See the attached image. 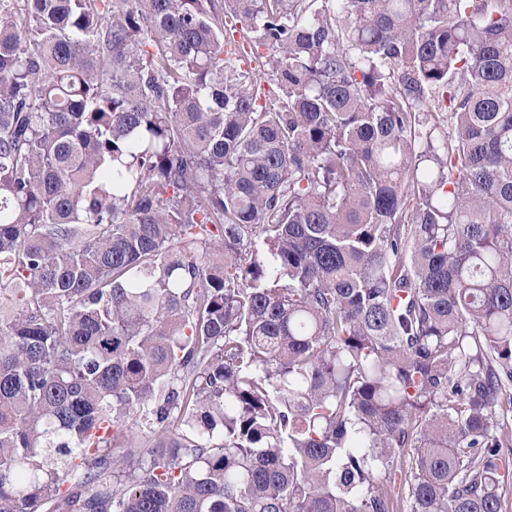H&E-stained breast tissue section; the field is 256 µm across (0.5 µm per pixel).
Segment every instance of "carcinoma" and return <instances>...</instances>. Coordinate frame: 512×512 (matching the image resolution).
<instances>
[{"instance_id": "cac0c4a2", "label": "carcinoma", "mask_w": 512, "mask_h": 512, "mask_svg": "<svg viewBox=\"0 0 512 512\" xmlns=\"http://www.w3.org/2000/svg\"><path fill=\"white\" fill-rule=\"evenodd\" d=\"M212 4L0 16V512H502L512 0ZM214 10L219 19L221 18L226 25L228 36H234V39L240 44L244 45L247 51L245 59L239 61V65L242 71H248L249 73H260L263 71L262 62L265 61V56L268 54V50L265 47H256L254 44H249L246 37V30L244 25L239 20H236L231 13L225 10L224 0H214ZM243 26V28H242ZM253 47V49H252Z\"/></svg>"}]
</instances>
